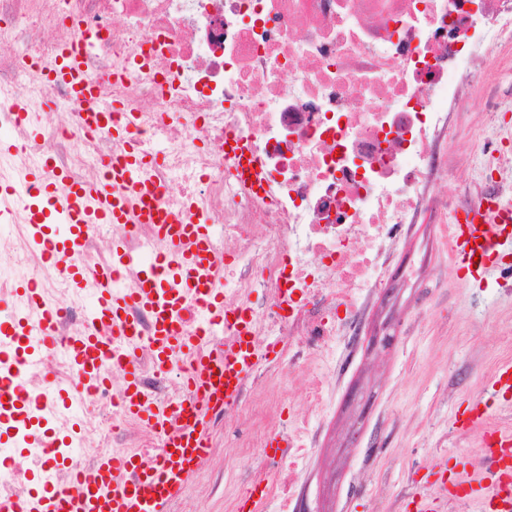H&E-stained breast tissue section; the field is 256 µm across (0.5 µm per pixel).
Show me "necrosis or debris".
Masks as SVG:
<instances>
[{"mask_svg":"<svg viewBox=\"0 0 512 512\" xmlns=\"http://www.w3.org/2000/svg\"><path fill=\"white\" fill-rule=\"evenodd\" d=\"M24 55L0 47V128L21 148L0 180L52 154L72 179L94 182L124 144L78 130L81 107L38 67L88 30L86 67L101 96L138 113L144 153L165 140L150 177L174 212L224 227V302L250 312L254 336L305 341L322 358L339 311L380 287L396 228L420 217L452 223L512 196L497 164L486 189L442 194L437 146L449 114L474 103L490 119L512 103L489 88L512 69V0H0ZM54 99L61 119L38 136L18 113ZM241 143L256 178L230 158ZM41 283L65 307L54 331L77 327L80 294L24 249L0 259V287ZM261 293V313L252 296Z\"/></svg>","mask_w":512,"mask_h":512,"instance_id":"4bbe7bcc","label":"necrosis or debris"}]
</instances>
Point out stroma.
Returning a JSON list of instances; mask_svg holds the SVG:
<instances>
[{
  "mask_svg": "<svg viewBox=\"0 0 512 512\" xmlns=\"http://www.w3.org/2000/svg\"><path fill=\"white\" fill-rule=\"evenodd\" d=\"M484 123L478 110L456 113L441 188L473 181ZM442 240V225H414L357 335L337 337L319 366L280 368L274 388L256 386L229 411L231 425L213 424L211 452L171 512H239L263 478L273 486L263 512H412L419 495H436L441 472L480 471L483 431L456 428L455 417L512 362V278L470 280ZM378 331L394 336L390 348L370 347ZM316 377L325 381L317 406L306 399ZM300 418L314 443L306 455L256 447L259 421L284 432Z\"/></svg>",
  "mask_w": 512,
  "mask_h": 512,
  "instance_id": "1",
  "label": "stroma"
}]
</instances>
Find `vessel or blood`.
I'll return each instance as SVG.
<instances>
[{
	"instance_id": "obj_1",
	"label": "vessel or blood",
	"mask_w": 512,
	"mask_h": 512,
	"mask_svg": "<svg viewBox=\"0 0 512 512\" xmlns=\"http://www.w3.org/2000/svg\"><path fill=\"white\" fill-rule=\"evenodd\" d=\"M82 58L78 47L64 48L46 66L45 79L70 87L84 109L81 129L109 128L117 137L134 139L135 114L102 105ZM0 196L23 202L34 250L72 288L95 289L93 303L83 312L82 330L66 339L73 378L56 375L49 380L54 398L50 407L30 390L28 376L31 366L47 367L57 342L51 329L61 310L45 306L41 285L30 279L15 282L0 295L1 304L27 308L25 316L0 321V423L24 430L25 444L40 449L53 469L64 468L69 457L63 446L80 443L74 410L85 405L90 389L105 386L113 372L125 378L122 390L112 396L120 416L167 438L153 463L134 451L101 456L92 470L76 476L75 493L40 473L42 493L1 497L0 512H168L209 452L213 414L235 403L262 359L257 344L222 338L232 313L224 306L221 286L224 255L215 248L206 219L163 208L164 189L148 180L145 155L136 148L112 160L105 178L96 184L74 181L52 155H45L22 185H0ZM105 224L131 232L149 225L160 247L144 253L126 247L112 262L88 268L89 236ZM511 247L512 202L495 199L480 213L457 218L452 252L459 269L472 278L482 279L502 264ZM128 271L140 274V287L115 289L116 278ZM138 311L149 317L147 333L135 326ZM144 349L156 372L180 367L193 393L186 410H174L144 393L138 362ZM489 396L512 400V363L498 368ZM485 399L472 401L466 419L467 424L484 427L482 456L487 467L481 482L455 478L440 491L481 498L485 512H512V431L490 422Z\"/></svg>"
}]
</instances>
